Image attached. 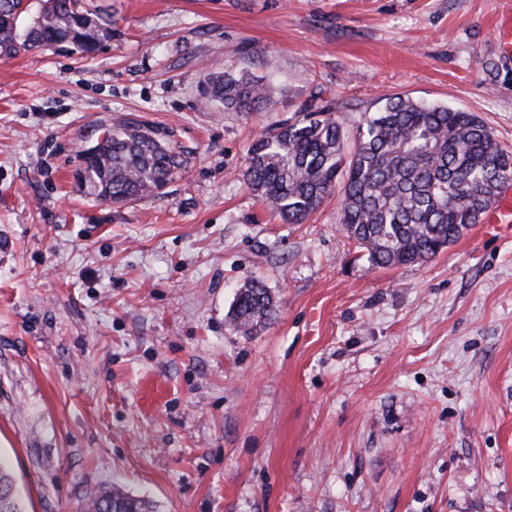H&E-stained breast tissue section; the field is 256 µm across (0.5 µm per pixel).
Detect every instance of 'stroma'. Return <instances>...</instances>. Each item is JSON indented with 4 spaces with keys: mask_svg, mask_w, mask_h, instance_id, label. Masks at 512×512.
I'll list each match as a JSON object with an SVG mask.
<instances>
[{
    "mask_svg": "<svg viewBox=\"0 0 512 512\" xmlns=\"http://www.w3.org/2000/svg\"><path fill=\"white\" fill-rule=\"evenodd\" d=\"M91 56L0 57V461L24 512L121 485L156 512H512V234L474 225L375 267L328 199L273 216L252 140L336 104L348 134L401 95L472 112L512 150V0H84ZM275 111L205 101L208 73ZM126 121L193 153L161 195L76 187ZM262 281L273 319L229 320ZM275 313V302L259 281L248 279L237 290L229 311L232 324L248 335L266 325Z\"/></svg>",
    "mask_w": 512,
    "mask_h": 512,
    "instance_id": "obj_1",
    "label": "stroma"
}]
</instances>
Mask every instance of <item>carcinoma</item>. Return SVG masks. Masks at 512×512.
I'll return each mask as SVG.
<instances>
[{"instance_id":"1","label":"carcinoma","mask_w":512,"mask_h":512,"mask_svg":"<svg viewBox=\"0 0 512 512\" xmlns=\"http://www.w3.org/2000/svg\"><path fill=\"white\" fill-rule=\"evenodd\" d=\"M112 21L81 8L80 0H0V55L60 48L94 53ZM207 99L235 112L274 110L268 87L229 73L207 74ZM344 123L329 105L297 112L251 145L242 176L265 204L288 224H301L323 200L340 196L339 224L368 252L376 267L423 263L479 223L512 180V152L470 112L409 97L388 100L357 127L346 150ZM191 153L173 131L135 122L104 131L83 152L80 187L114 204L156 197L186 171ZM275 302L260 282L237 290L229 311L248 335L266 325ZM0 512H23L12 475L0 462ZM153 512L150 503L113 485L90 500L87 512Z\"/></svg>"}]
</instances>
